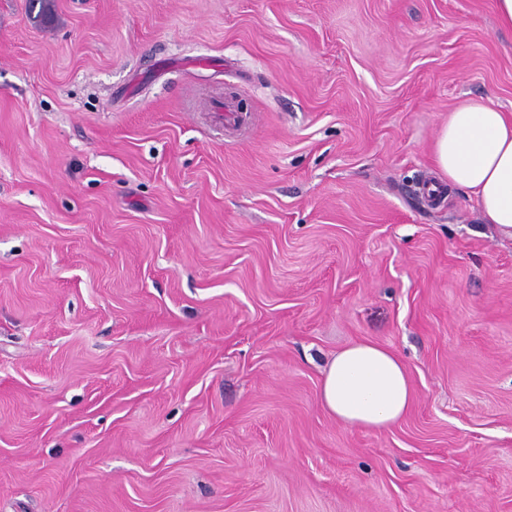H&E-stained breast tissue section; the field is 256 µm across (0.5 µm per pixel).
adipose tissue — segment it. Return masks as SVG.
I'll use <instances>...</instances> for the list:
<instances>
[{
    "label": "adipose tissue",
    "instance_id": "obj_1",
    "mask_svg": "<svg viewBox=\"0 0 512 512\" xmlns=\"http://www.w3.org/2000/svg\"><path fill=\"white\" fill-rule=\"evenodd\" d=\"M440 188L463 189L484 223L512 231V116L479 100L448 114L433 149ZM413 401L400 358L370 341L352 344L327 363L320 386L322 408L349 428L382 430L397 423Z\"/></svg>",
    "mask_w": 512,
    "mask_h": 512
}]
</instances>
